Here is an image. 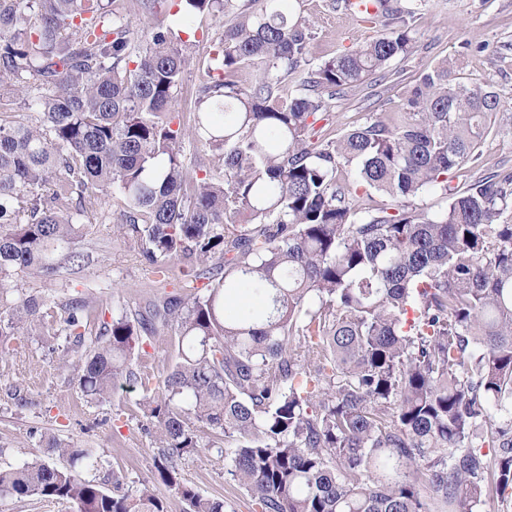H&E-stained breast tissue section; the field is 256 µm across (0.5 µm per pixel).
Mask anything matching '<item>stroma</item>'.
<instances>
[{"mask_svg": "<svg viewBox=\"0 0 512 512\" xmlns=\"http://www.w3.org/2000/svg\"><path fill=\"white\" fill-rule=\"evenodd\" d=\"M297 13L314 21L311 57L329 59L357 47L369 37L356 19L333 0H294ZM224 20L200 15L182 27V39L195 46V58L175 96V109L191 121L195 102L208 82L207 64ZM484 51H476V44ZM457 60L456 74L470 84L493 83L512 95V0H433L418 22V39L411 55L392 61L390 76L360 85L330 102L332 120L324 132L340 135L370 117L394 111L407 88L443 58ZM512 170V123L503 122L497 136L482 148L481 158L456 170L452 188L461 190L488 173ZM91 259L70 271L66 281L27 279L26 285L51 304L88 287L103 290V310L122 304L144 310L153 297L143 283L148 273L136 251L123 239L108 234L104 225L90 224L83 242ZM66 347L64 337L20 338L8 360L0 361V467H17L43 452L45 437L74 447L95 449L102 464L86 470L87 479L106 483L111 472L125 477V492H135L151 477L157 457L153 427L143 418L139 393L119 389L111 402H86L76 372L60 371L56 360ZM185 481L202 494L223 499L227 512H256V507L226 474L216 450L195 454L178 463Z\"/></svg>", "mask_w": 512, "mask_h": 512, "instance_id": "stroma-1", "label": "stroma"}]
</instances>
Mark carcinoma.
I'll return each mask as SVG.
<instances>
[{
    "label": "carcinoma",
    "mask_w": 512,
    "mask_h": 512,
    "mask_svg": "<svg viewBox=\"0 0 512 512\" xmlns=\"http://www.w3.org/2000/svg\"><path fill=\"white\" fill-rule=\"evenodd\" d=\"M129 2L142 47L117 0H0V358L20 335L65 337L58 367L99 404L140 391L161 453L131 495L120 473L111 489L83 475L91 449L50 440L0 469V495L226 512L178 469L222 443L260 512H507L512 173L455 192L448 175L512 103L443 59L399 111L328 139L330 101L412 53L429 0H356L374 34L319 63L292 0H179L183 21L225 18L188 131L174 101L190 47L154 22L158 0ZM187 145L208 161L187 165ZM426 192L447 208L415 206ZM93 213L182 288L150 317L102 320L93 288L58 313L24 288L89 260ZM244 287L252 301L226 316ZM167 334L174 361L145 363Z\"/></svg>",
    "instance_id": "obj_1"
}]
</instances>
